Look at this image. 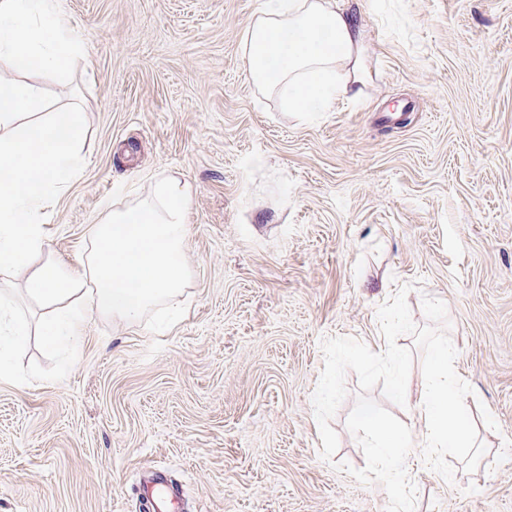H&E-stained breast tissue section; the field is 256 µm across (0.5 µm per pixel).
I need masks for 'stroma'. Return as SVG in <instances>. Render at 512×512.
Listing matches in <instances>:
<instances>
[{"instance_id": "stroma-1", "label": "stroma", "mask_w": 512, "mask_h": 512, "mask_svg": "<svg viewBox=\"0 0 512 512\" xmlns=\"http://www.w3.org/2000/svg\"><path fill=\"white\" fill-rule=\"evenodd\" d=\"M78 54L28 80L82 113L84 165L43 226V257L84 263L109 211L151 176L191 187L189 275L127 323L91 315L65 356L38 335L0 377V512H136L164 469L185 512H387L346 427L333 461L312 394L323 339L382 352L377 308L443 301L479 462L406 424L416 512H512V0H344L369 79L333 112H292L249 79L263 0H60Z\"/></svg>"}]
</instances>
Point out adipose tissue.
<instances>
[{
    "mask_svg": "<svg viewBox=\"0 0 512 512\" xmlns=\"http://www.w3.org/2000/svg\"><path fill=\"white\" fill-rule=\"evenodd\" d=\"M361 43L355 19L336 0H264L241 54L256 84H266L268 65L277 64L289 110L308 112L359 95L367 78ZM76 52L59 0H0V58L10 64L0 72V271L23 270L26 292L57 307L56 318L38 326L55 350L79 344L92 312L137 321L151 303L175 298L187 276L191 192L172 178H153L149 198L112 211L81 269L41 259L42 224L83 165L80 118L64 110L43 119L39 93L24 76L63 71ZM416 408L427 447H473L446 361L427 378Z\"/></svg>",
    "mask_w": 512,
    "mask_h": 512,
    "instance_id": "adipose-tissue-1",
    "label": "adipose tissue"
}]
</instances>
